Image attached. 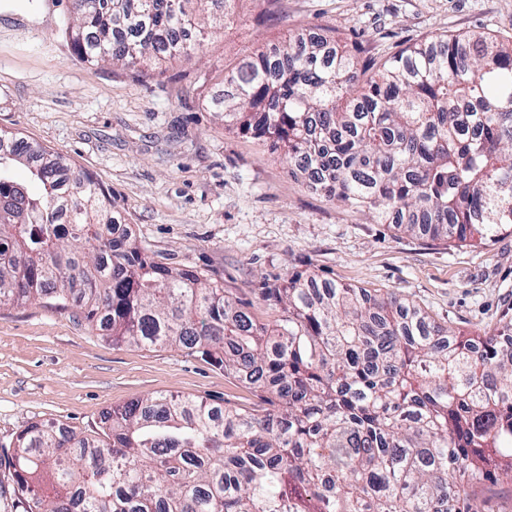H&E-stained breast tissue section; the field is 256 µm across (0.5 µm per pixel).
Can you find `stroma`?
<instances>
[{
  "label": "stroma",
  "mask_w": 512,
  "mask_h": 512,
  "mask_svg": "<svg viewBox=\"0 0 512 512\" xmlns=\"http://www.w3.org/2000/svg\"><path fill=\"white\" fill-rule=\"evenodd\" d=\"M72 0H0V130L64 155L116 200L156 260L191 266L273 319L261 297L296 271L412 300L474 333L512 307V234L451 246L375 223L329 200L259 138L225 130L192 84L289 36L335 30L383 60L433 34L512 37V0H236L201 60L134 72L79 60ZM147 396L242 403L250 391L177 349L113 343L73 310L42 300L0 307V448L35 421L82 434Z\"/></svg>",
  "instance_id": "obj_1"
}]
</instances>
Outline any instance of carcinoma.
<instances>
[{"instance_id":"cac0c4a2","label":"carcinoma","mask_w":512,"mask_h":512,"mask_svg":"<svg viewBox=\"0 0 512 512\" xmlns=\"http://www.w3.org/2000/svg\"><path fill=\"white\" fill-rule=\"evenodd\" d=\"M185 2L73 0L74 52L190 60L233 0H197L198 14ZM224 84L210 99L224 127L376 223L472 246L512 229V40L433 35L376 61L296 34ZM118 223L90 176L0 135V305L74 307L115 343L207 359L252 399L147 397L104 415L94 438L32 423L0 450L24 512H489L482 488L512 477L511 312L467 336L393 292L298 271L263 292L265 321L113 235Z\"/></svg>"}]
</instances>
